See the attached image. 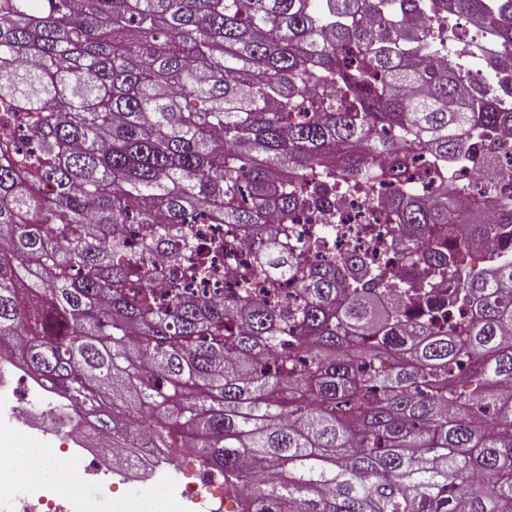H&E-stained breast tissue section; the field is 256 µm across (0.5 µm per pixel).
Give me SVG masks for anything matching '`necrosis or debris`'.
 <instances>
[{
  "mask_svg": "<svg viewBox=\"0 0 512 512\" xmlns=\"http://www.w3.org/2000/svg\"><path fill=\"white\" fill-rule=\"evenodd\" d=\"M440 36L461 75L485 87L503 110H512V81L490 68L482 54L483 48L493 44L490 27L470 17H458L444 27ZM37 141L33 128L19 124L13 100L1 97L0 161L20 150L35 149ZM381 221L376 208L343 193L330 211L297 219L296 231L303 234L313 224H335L339 227L337 250L370 252L378 245L373 230ZM40 406L51 412L50 423L33 422L34 410ZM85 425V419L70 412L62 398L47 386L20 373L16 366L0 365V512H97L95 500L77 494L71 480L92 476L111 483L112 472L98 456L111 446L112 436L98 431L89 445L69 447L73 431ZM133 438L140 449L139 463L149 473L144 484L149 498L185 506L196 502L205 489L212 499L223 500V486L216 484L210 471L197 467L196 449H178L172 461L164 463L157 461L151 450L148 425L134 431ZM20 444L39 463H54L62 471V478L46 482L35 471L2 456V449Z\"/></svg>",
  "mask_w": 512,
  "mask_h": 512,
  "instance_id": "1",
  "label": "necrosis or debris"
}]
</instances>
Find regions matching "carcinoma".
Segmentation results:
<instances>
[{
	"mask_svg": "<svg viewBox=\"0 0 512 512\" xmlns=\"http://www.w3.org/2000/svg\"><path fill=\"white\" fill-rule=\"evenodd\" d=\"M0 0V97L37 127L0 164V361L90 404L114 447L140 419L161 448L243 484L233 512H512V196L456 217L448 168L512 112L434 63L439 12L496 30L512 0ZM439 181L386 217L413 237L313 260L336 225L293 235L341 187ZM176 241L169 270L128 255ZM189 224H237L222 300ZM459 229L466 246L448 242ZM284 281L299 299H280Z\"/></svg>",
	"mask_w": 512,
	"mask_h": 512,
	"instance_id": "1",
	"label": "carcinoma"
}]
</instances>
